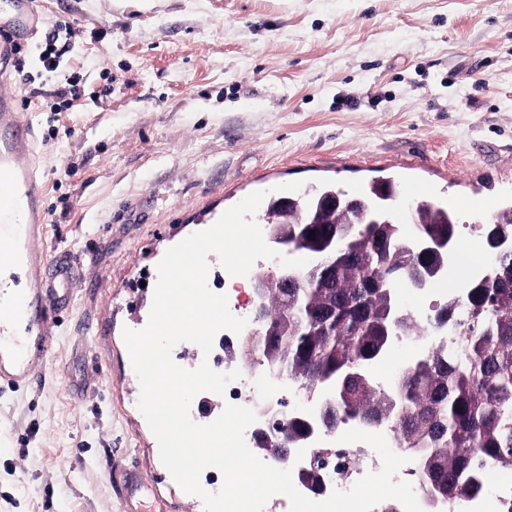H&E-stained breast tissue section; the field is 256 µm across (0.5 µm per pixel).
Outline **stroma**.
<instances>
[{
	"label": "stroma",
	"mask_w": 512,
	"mask_h": 512,
	"mask_svg": "<svg viewBox=\"0 0 512 512\" xmlns=\"http://www.w3.org/2000/svg\"><path fill=\"white\" fill-rule=\"evenodd\" d=\"M25 69L0 67L39 140L49 255L80 277L49 363L0 387V512H204L160 460L124 329H143L166 251L251 192L419 183L482 247L512 196V0H38ZM65 24L74 97L40 77ZM115 481L126 497L132 498L139 493L149 491V484L127 470H119L114 473Z\"/></svg>",
	"instance_id": "1"
}]
</instances>
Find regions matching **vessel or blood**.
I'll list each match as a JSON object with an SVG mask.
<instances>
[{
	"label": "vessel or blood",
	"instance_id": "obj_1",
	"mask_svg": "<svg viewBox=\"0 0 512 512\" xmlns=\"http://www.w3.org/2000/svg\"><path fill=\"white\" fill-rule=\"evenodd\" d=\"M40 16L35 0H0V63L13 59ZM38 137L18 121L14 94L0 92V383L35 380L72 299L76 262L49 258L44 246L46 187L37 173ZM126 497L149 486L126 470L115 473Z\"/></svg>",
	"mask_w": 512,
	"mask_h": 512
}]
</instances>
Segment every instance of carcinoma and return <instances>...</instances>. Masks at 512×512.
I'll return each instance as SVG.
<instances>
[{"label": "carcinoma", "mask_w": 512, "mask_h": 512, "mask_svg": "<svg viewBox=\"0 0 512 512\" xmlns=\"http://www.w3.org/2000/svg\"><path fill=\"white\" fill-rule=\"evenodd\" d=\"M392 179L375 182L355 199L361 217L378 210L392 215L400 197ZM288 213L310 222L315 239L302 224L268 222L267 234L288 241V248L305 257L318 251L330 232L353 242L346 256L336 255L311 281L302 279L288 288V335L259 337L264 358L283 366L309 393L331 390L327 407L330 423L360 417L385 424L396 419L400 447L417 451L423 461L425 490L432 498L472 496L481 491L477 473L488 465L512 469V252L498 258L499 278L487 283L474 276L464 279L462 293H448V303L434 310L432 320L456 315L463 307L470 316L461 326L456 349L436 348L412 362L389 392L374 385V369L383 362L393 337L386 334L396 309L395 296L380 286V275L391 270L402 275L448 265V251L414 260L400 243L398 224H325L326 206H348L349 195L330 187L315 188L304 196H280L268 214ZM490 238L512 237V199L499 203ZM417 235L452 237L456 211L428 197L416 198ZM336 310L327 317L325 305ZM309 425L280 424L270 447L278 460L297 447Z\"/></svg>", "instance_id": "cac0c4a2"}]
</instances>
